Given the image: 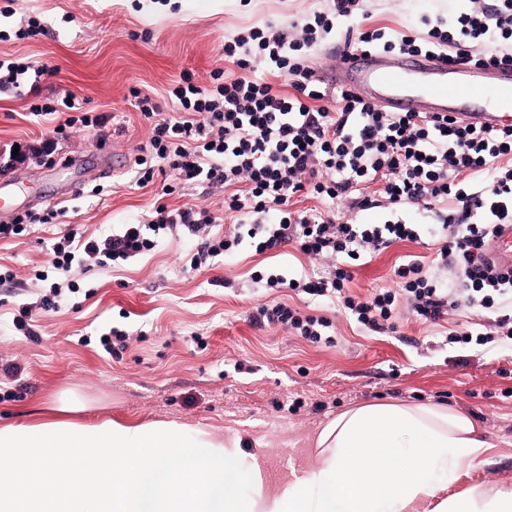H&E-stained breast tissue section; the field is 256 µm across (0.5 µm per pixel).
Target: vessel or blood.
Returning a JSON list of instances; mask_svg holds the SVG:
<instances>
[{
    "mask_svg": "<svg viewBox=\"0 0 512 512\" xmlns=\"http://www.w3.org/2000/svg\"><path fill=\"white\" fill-rule=\"evenodd\" d=\"M389 112H431L472 125L512 124V65L465 69L426 57L352 52L323 71ZM497 264L512 266V224L489 244Z\"/></svg>",
    "mask_w": 512,
    "mask_h": 512,
    "instance_id": "vessel-or-blood-1",
    "label": "vessel or blood"
}]
</instances>
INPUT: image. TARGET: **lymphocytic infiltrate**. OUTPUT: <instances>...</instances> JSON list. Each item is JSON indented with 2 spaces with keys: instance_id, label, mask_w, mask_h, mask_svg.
<instances>
[{
  "instance_id": "lymphocytic-infiltrate-1",
  "label": "lymphocytic infiltrate",
  "mask_w": 512,
  "mask_h": 512,
  "mask_svg": "<svg viewBox=\"0 0 512 512\" xmlns=\"http://www.w3.org/2000/svg\"><path fill=\"white\" fill-rule=\"evenodd\" d=\"M360 0H329L326 8L285 24H270L224 43L232 71H211L207 84L183 72L171 91L173 113L162 116L150 95L132 90L134 106L150 124L149 148L134 158L138 187L160 182L162 195L178 184L220 182L230 231H220L206 208L160 205L155 221L122 224L103 236L70 225L50 247L57 274L40 299L56 309L63 290L78 292L73 268L118 267L153 251L160 239L184 236L195 246L184 268L212 269L242 246L255 253L284 245L322 261L317 275L289 278L254 271V283L334 302L361 330L396 332L399 317L444 320L462 307L485 312L484 322L448 332V341L482 348L512 341V267L491 261L487 245L512 223V127L464 125L425 112H385L357 94L323 86L312 65L326 42L337 52L383 51L434 56L464 66L512 64V0H468L451 19L422 17L425 36L389 37L368 29ZM56 67L0 58V96L25 98L32 116L57 114L56 135L35 152L55 164L66 131L105 130L112 113L90 115L75 95L41 101V84ZM284 86H277V79ZM179 182H163L166 171ZM381 208V224L361 222ZM418 219L406 221L408 212ZM432 243L437 266L412 257L395 270L398 289L363 298L351 292L352 265L399 242ZM255 324L279 326L313 344H333V323L287 302L260 307Z\"/></svg>"
}]
</instances>
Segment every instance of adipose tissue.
Segmentation results:
<instances>
[{
    "label": "adipose tissue",
    "instance_id": "obj_1",
    "mask_svg": "<svg viewBox=\"0 0 512 512\" xmlns=\"http://www.w3.org/2000/svg\"><path fill=\"white\" fill-rule=\"evenodd\" d=\"M48 417L0 426V512H512V490L448 481L490 448L445 406L363 404L316 435L314 466L269 487L260 456L174 419L80 418L74 395Z\"/></svg>",
    "mask_w": 512,
    "mask_h": 512
}]
</instances>
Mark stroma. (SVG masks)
<instances>
[{
    "mask_svg": "<svg viewBox=\"0 0 512 512\" xmlns=\"http://www.w3.org/2000/svg\"><path fill=\"white\" fill-rule=\"evenodd\" d=\"M325 6V0H15L17 14L46 22L50 33L21 40L16 26L2 20L0 56L57 66L42 84L43 96L74 93L92 113L121 116L123 129L102 143L87 128L60 144L61 156L84 161V186H103L102 197H72L58 223L0 242V265L17 275L0 282V366L19 367L14 376L0 373V425L37 419L51 395L73 393L87 404L90 418L175 419L238 435L244 450L262 457L274 484L315 455L313 435L344 410L372 402L442 405L469 415L490 445L444 496L475 485L512 489V347L480 351L443 339L458 324L482 321L483 312L465 308L437 326L404 320L388 336L368 335L335 312L332 346L257 327L251 314L287 300L288 293L252 282L251 273L273 268L296 276L313 268L289 245L263 254L244 247L213 270L185 274L182 256L191 240L166 238L123 268L86 274L73 269L72 278L86 291L37 314L38 341L13 325L20 305L35 296L28 274L45 265L46 247L62 225L93 233L153 220L160 199L171 208L214 210L224 198L220 183L164 198L159 185L132 184L127 170L98 176L99 148L131 157L147 144L148 124L130 105V88L165 100L183 71L203 83L214 69L227 68L225 39ZM362 8L367 27L396 35L418 28L424 13L452 17L459 2L364 0ZM146 30L151 38L145 42ZM27 112V101L0 99V182L14 190L13 213L54 207L62 188L60 175L35 157L8 161L13 147H35L50 136L52 123H34ZM410 254L435 256L416 243L395 244L355 267L352 292L365 296L396 287L394 269ZM216 277L230 280V287L213 285ZM113 326L129 334L117 358L99 342Z\"/></svg>",
    "mask_w": 512,
    "mask_h": 512,
    "instance_id": "1",
    "label": "stroma"
}]
</instances>
